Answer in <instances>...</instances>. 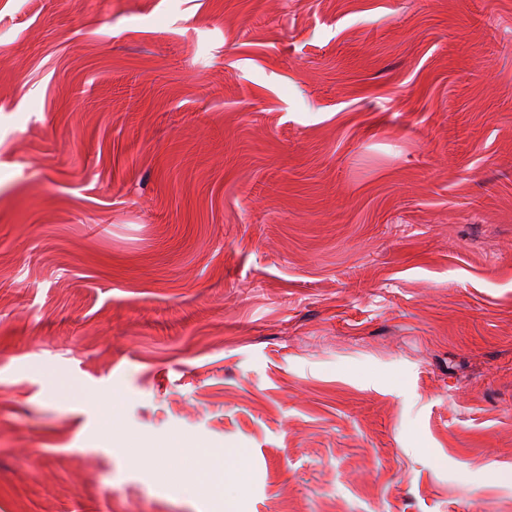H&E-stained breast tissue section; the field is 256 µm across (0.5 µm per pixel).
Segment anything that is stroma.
Segmentation results:
<instances>
[{"label":"stroma","mask_w":512,"mask_h":512,"mask_svg":"<svg viewBox=\"0 0 512 512\" xmlns=\"http://www.w3.org/2000/svg\"><path fill=\"white\" fill-rule=\"evenodd\" d=\"M234 448L245 512H512V0H0V512ZM91 402L97 407L100 413L99 430L104 435L112 434V412L115 413L119 406V397L114 395L107 399H92ZM197 446H187L175 440L173 445L170 448H167V454L171 458L172 461L177 463L182 471L183 477L191 482L193 490L199 494H205V487L199 482V480L192 476L188 469V462L192 458V456L196 453Z\"/></svg>","instance_id":"obj_1"}]
</instances>
